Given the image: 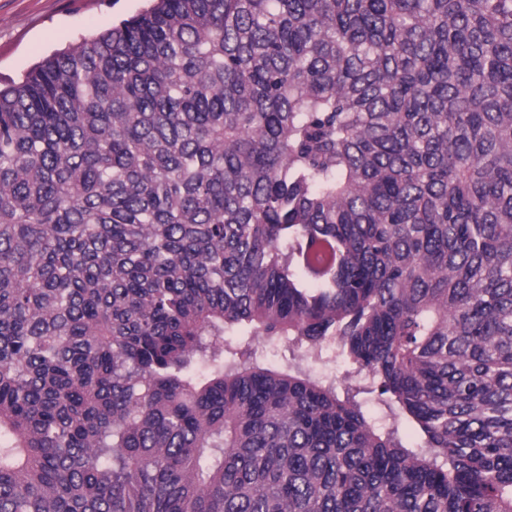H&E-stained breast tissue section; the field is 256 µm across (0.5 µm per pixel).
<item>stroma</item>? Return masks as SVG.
I'll use <instances>...</instances> for the list:
<instances>
[{"label":"stroma","instance_id":"1","mask_svg":"<svg viewBox=\"0 0 512 512\" xmlns=\"http://www.w3.org/2000/svg\"><path fill=\"white\" fill-rule=\"evenodd\" d=\"M147 0H0V84L41 57L98 35Z\"/></svg>","mask_w":512,"mask_h":512}]
</instances>
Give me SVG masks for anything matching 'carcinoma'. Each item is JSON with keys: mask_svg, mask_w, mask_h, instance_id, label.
<instances>
[{"mask_svg": "<svg viewBox=\"0 0 512 512\" xmlns=\"http://www.w3.org/2000/svg\"><path fill=\"white\" fill-rule=\"evenodd\" d=\"M0 512H512V0H154L0 88ZM254 346L257 350V356L271 365L279 366L288 363V359L291 358L288 349L283 344L260 338L254 342Z\"/></svg>", "mask_w": 512, "mask_h": 512, "instance_id": "carcinoma-1", "label": "carcinoma"}]
</instances>
